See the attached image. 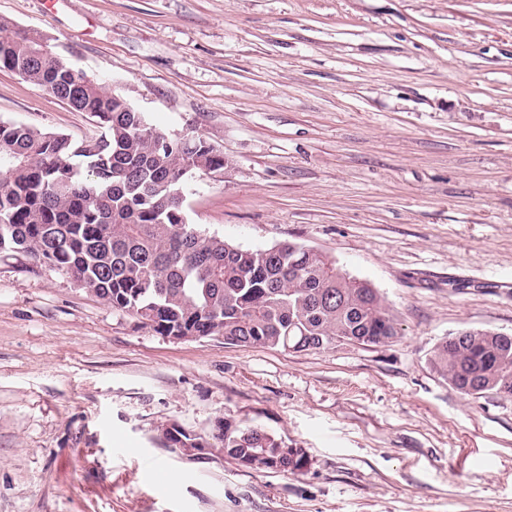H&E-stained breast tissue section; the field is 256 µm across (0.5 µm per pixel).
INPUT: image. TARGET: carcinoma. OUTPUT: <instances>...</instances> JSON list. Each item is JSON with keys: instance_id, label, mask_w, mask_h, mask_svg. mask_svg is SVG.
I'll return each mask as SVG.
<instances>
[{"instance_id": "obj_1", "label": "carcinoma", "mask_w": 512, "mask_h": 512, "mask_svg": "<svg viewBox=\"0 0 512 512\" xmlns=\"http://www.w3.org/2000/svg\"><path fill=\"white\" fill-rule=\"evenodd\" d=\"M0 21V69L98 118L91 141L0 122V252L31 256L113 309L163 336L216 337L229 345L297 350L396 338L376 288L329 257L296 243L243 249L188 223L182 184L224 170V155L201 135L171 136L121 94L53 52L36 32ZM435 345L433 368L457 390L512 398V334L463 328ZM213 447L254 470L297 473L305 455L276 452L258 428L212 434Z\"/></svg>"}]
</instances>
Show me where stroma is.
<instances>
[{
	"label": "stroma",
	"instance_id": "35a3bbf8",
	"mask_svg": "<svg viewBox=\"0 0 512 512\" xmlns=\"http://www.w3.org/2000/svg\"><path fill=\"white\" fill-rule=\"evenodd\" d=\"M0 20L223 153L183 185L189 223L327 254L398 328L298 352L174 339L2 253L0 512H512V399L430 363L458 329L512 333V0H0ZM0 121L102 132L5 69ZM221 419L306 467L163 444Z\"/></svg>",
	"mask_w": 512,
	"mask_h": 512
}]
</instances>
